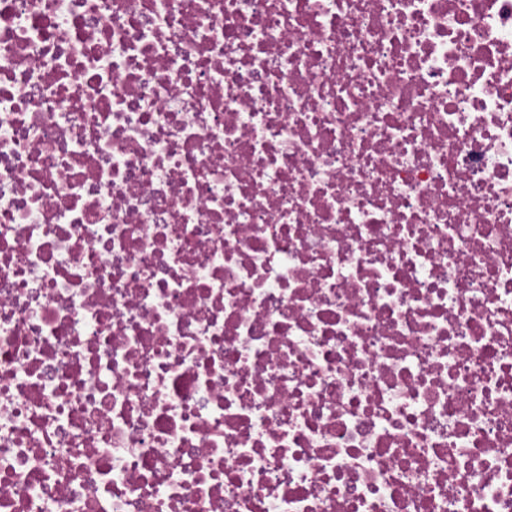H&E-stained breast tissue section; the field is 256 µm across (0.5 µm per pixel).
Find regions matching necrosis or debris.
Segmentation results:
<instances>
[{"instance_id":"obj_1","label":"necrosis or debris","mask_w":512,"mask_h":512,"mask_svg":"<svg viewBox=\"0 0 512 512\" xmlns=\"http://www.w3.org/2000/svg\"><path fill=\"white\" fill-rule=\"evenodd\" d=\"M0 512H512V0H0Z\"/></svg>"}]
</instances>
